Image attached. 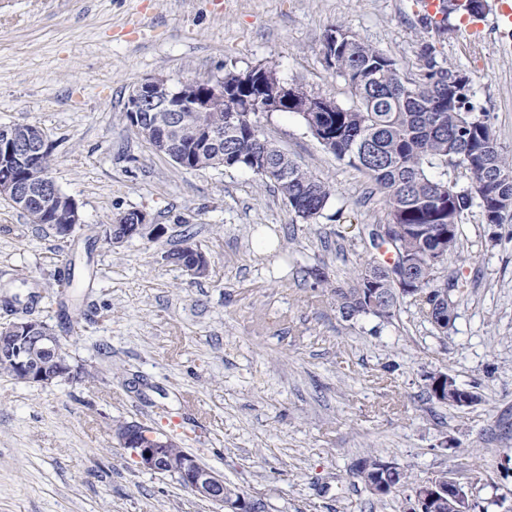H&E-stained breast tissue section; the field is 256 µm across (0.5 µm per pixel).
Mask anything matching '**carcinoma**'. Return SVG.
<instances>
[{
	"instance_id": "obj_1",
	"label": "carcinoma",
	"mask_w": 512,
	"mask_h": 512,
	"mask_svg": "<svg viewBox=\"0 0 512 512\" xmlns=\"http://www.w3.org/2000/svg\"><path fill=\"white\" fill-rule=\"evenodd\" d=\"M328 68L347 82L356 105L345 108L325 99L315 113L320 144L348 165L363 171L380 194L388 231L368 233L378 254L364 261L350 281L330 287L336 308L346 321L374 317L389 321L408 298L423 305L428 292L446 293L438 306L444 315L442 333L456 318L459 279H448L445 263L455 251L460 225L473 206L482 209L485 223L498 225L512 201V156L504 155L487 122L473 123L467 112L471 79L463 71L438 60L435 49L422 50L415 74L397 60L334 26L323 38ZM284 81L276 69L224 71V110L212 116V134L224 141V169H247L276 190L295 217L308 223L320 217L334 187L303 169L261 132L254 117L256 98H274ZM186 135L169 146L167 156L189 157L185 170L213 168L210 156L190 150ZM462 160L466 182L455 184L448 195V167ZM446 384L436 374L426 375L429 398L449 405L467 406L477 395L455 386L446 398ZM384 459L369 453L359 460L364 473L356 474L381 501L388 488H413L408 470L400 465L382 469Z\"/></svg>"
}]
</instances>
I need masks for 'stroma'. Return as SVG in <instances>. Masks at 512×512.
Here are the masks:
<instances>
[{
	"label": "stroma",
	"instance_id": "1",
	"mask_svg": "<svg viewBox=\"0 0 512 512\" xmlns=\"http://www.w3.org/2000/svg\"><path fill=\"white\" fill-rule=\"evenodd\" d=\"M417 72L421 49L472 78L476 112L512 153V31L426 25L415 0H0V125L47 135L50 175L80 206L69 238L0 197V325H49L80 378L50 386L0 374V512H220L174 477L142 471L117 422L162 433L222 472L264 512H400L352 473L374 452L413 482L445 473L485 512H512V210L472 208L446 264L468 288L448 333L404 302L391 322L344 321L315 273L349 281L383 223L367 176L293 112L261 114L275 146L335 193L306 224L249 170L187 171L130 127L131 86L263 64L344 107L325 63L333 26ZM130 210L161 238L112 247ZM208 260L190 278L168 259ZM443 372L474 391L429 399ZM453 379V378H452ZM425 380L426 383V392L430 399H434L435 401L443 404H449L457 407L467 406L470 403L474 402L477 399V395L470 390L461 388L457 385L456 381L453 379V384H448V401L446 400V381H443L440 387L441 395L438 396L439 391V382L436 380L435 373H429L426 375ZM451 386L455 387V392H450ZM451 393V394H449ZM453 397L451 399V397Z\"/></svg>",
	"mask_w": 512,
	"mask_h": 512
}]
</instances>
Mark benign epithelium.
Wrapping results in <instances>:
<instances>
[{
	"mask_svg": "<svg viewBox=\"0 0 512 512\" xmlns=\"http://www.w3.org/2000/svg\"><path fill=\"white\" fill-rule=\"evenodd\" d=\"M283 102L299 103L305 111H317L322 99L301 91L294 85L283 86L277 95ZM224 107V77L206 81L188 79L173 87L164 78H147L134 84L129 92L126 116L129 123L148 126V137L161 148L171 144L182 134L179 113H195L193 146L196 153L210 154L224 159V145L211 134V115ZM48 152L45 138H35L17 132V126L0 135V196L12 198L17 205L32 210L30 219L38 220L35 206L61 212L66 223L55 227V232L67 238L82 223L79 206L65 194L44 171L28 181L17 179V172L37 167ZM164 227L149 222L143 211L118 215L106 232V241L116 247L135 237L158 239ZM183 272L193 278L204 275L208 262L197 251L194 259L181 264ZM57 337L44 322L21 318L0 326V358L12 364L22 380L41 386L78 377L79 369L55 352ZM113 435L122 446L132 447L139 467L148 472L169 474L180 480L196 496L214 502L225 512H255L256 504L244 493L225 494L226 482L221 472L203 466L188 452L172 453L170 440L146 431V427L131 422Z\"/></svg>",
	"mask_w": 512,
	"mask_h": 512,
	"instance_id": "benign-epithelium-1",
	"label": "benign epithelium"
}]
</instances>
